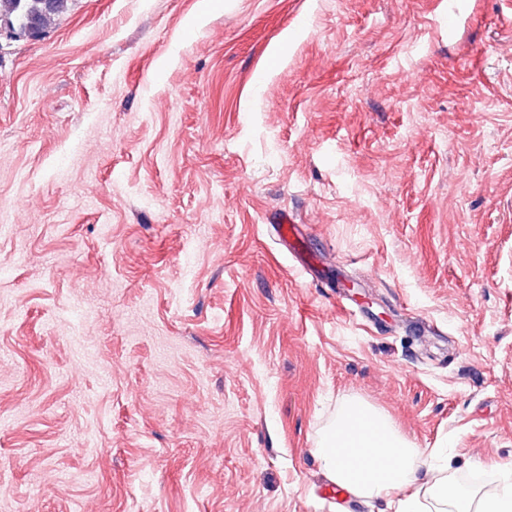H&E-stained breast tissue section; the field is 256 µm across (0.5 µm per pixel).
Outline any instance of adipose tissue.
<instances>
[{
    "label": "adipose tissue",
    "mask_w": 512,
    "mask_h": 512,
    "mask_svg": "<svg viewBox=\"0 0 512 512\" xmlns=\"http://www.w3.org/2000/svg\"><path fill=\"white\" fill-rule=\"evenodd\" d=\"M372 428L353 430L354 413ZM315 455L327 480L349 495L383 502L385 512H512V482L481 491L460 487L442 449L425 451L379 410L353 402L322 431Z\"/></svg>",
    "instance_id": "adipose-tissue-1"
}]
</instances>
